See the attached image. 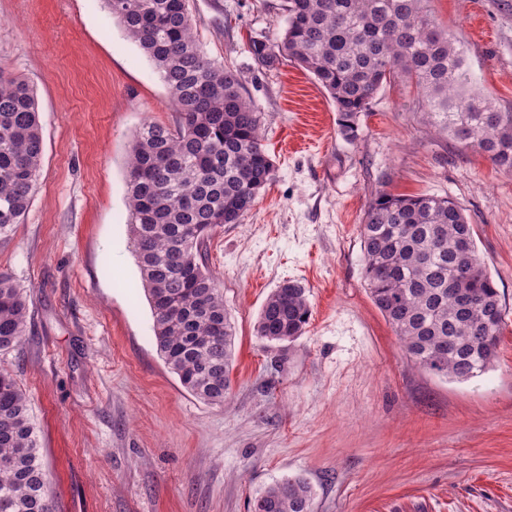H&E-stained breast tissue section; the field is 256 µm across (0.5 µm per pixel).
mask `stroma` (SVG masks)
<instances>
[{"instance_id": "stroma-1", "label": "stroma", "mask_w": 512, "mask_h": 512, "mask_svg": "<svg viewBox=\"0 0 512 512\" xmlns=\"http://www.w3.org/2000/svg\"><path fill=\"white\" fill-rule=\"evenodd\" d=\"M283 0H187L213 62L237 68L274 179L243 223L216 228L207 266L234 323L232 389L217 406L163 362L129 244L127 159L144 122L179 111L103 0H0V72L34 89L39 188L0 270L32 329L0 355L31 402L54 512H248L283 476L314 512H512V174L425 124L413 91L383 87L343 138L336 107L296 63L258 67ZM476 89L512 112V0H429ZM453 200L504 308L498 356L458 382L402 349L362 277L359 226L379 192ZM300 282L302 336L266 345L268 294Z\"/></svg>"}]
</instances>
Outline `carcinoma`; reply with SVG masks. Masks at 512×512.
<instances>
[{
	"label": "carcinoma",
	"mask_w": 512,
	"mask_h": 512,
	"mask_svg": "<svg viewBox=\"0 0 512 512\" xmlns=\"http://www.w3.org/2000/svg\"><path fill=\"white\" fill-rule=\"evenodd\" d=\"M128 38L152 61L181 112L171 128L149 122L133 134L127 172L128 232L154 319L157 349L182 387L222 405L231 389L234 333L224 290L206 266V241L240 224L272 181L259 117L237 69L216 65L193 35L186 0H104ZM286 27L252 39L262 66L296 61L338 112V131L358 121L386 84L414 89L427 123L512 174V112L473 90L463 51L428 0H284ZM43 143L33 89L0 75V239L22 223L37 192ZM362 276L406 354L458 382L497 358L504 309L481 261L473 226L451 199L381 192L360 225ZM311 315L307 289L288 281L266 298L256 322L266 343L291 342ZM24 288L0 272V354L25 341ZM314 492L285 477L250 501V512H312ZM0 512H53L30 400L0 369Z\"/></svg>",
	"instance_id": "cac0c4a2"
}]
</instances>
